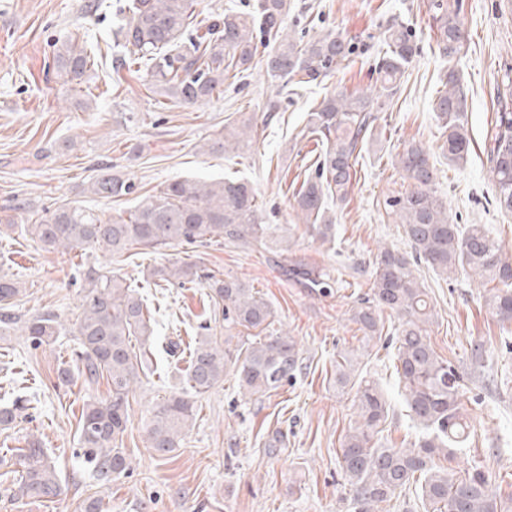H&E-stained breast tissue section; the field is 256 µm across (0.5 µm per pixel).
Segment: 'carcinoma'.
<instances>
[{
    "instance_id": "obj_1",
    "label": "carcinoma",
    "mask_w": 512,
    "mask_h": 512,
    "mask_svg": "<svg viewBox=\"0 0 512 512\" xmlns=\"http://www.w3.org/2000/svg\"><path fill=\"white\" fill-rule=\"evenodd\" d=\"M290 0H257L253 10H226L202 19L196 0H132L130 16L119 33L129 47V64L147 72L146 90L185 107L211 101L224 94V82L253 68L258 44L271 45L264 58L265 71L280 89L292 91L320 83L351 53L347 37L333 30L304 41L287 31ZM436 46L441 56L453 60L461 50L463 22L457 6L448 4L435 16ZM386 51L375 71L384 95L373 97L355 89L339 91L322 100L309 113L307 134L321 143L312 164L314 171L293 193L292 209L306 224L310 236L323 242L336 237V217L331 206L351 194L357 159L379 136L376 112L393 96L417 54V44L398 21L383 33ZM54 66L67 81L89 84L95 55L76 40L62 42L54 50ZM446 90L434 103L441 122L444 150L450 160L464 159L470 136L461 116L466 94L455 70L444 75ZM250 117L229 122L218 138L205 144L207 151L248 148L259 132ZM496 206L512 213V73L497 88V109L488 153ZM395 164L411 181L405 192L386 201L387 213L403 228L411 252L383 247L375 255L371 298L353 309L352 320L363 332L365 347L382 340L386 310L398 318L394 345L401 395L419 429L408 448L385 442L383 432L391 405L379 383L360 372L351 350L336 353V389L353 392L355 421L345 434L340 468L354 489L355 512H376L407 487L429 512H512V494L494 488L481 470L457 471L444 465L453 449L469 439L463 413V379L451 362L435 351L431 338L434 306L429 291L417 275L424 263L448 280L459 275L496 283L485 296V306L501 324H512V256L492 238L483 224H457L448 214L447 202L434 190L435 168L426 148L415 141L403 143ZM84 191L115 201L135 195L133 210L110 219L76 201H62L46 208L34 223L25 208H13L23 231L48 250H102L123 256L134 248L159 250L194 245L215 238L226 245L258 244L280 259L282 275L311 292H329L331 275L300 260L288 259L291 242L288 225L265 224L252 184L237 177L208 183L175 179L152 194H137V186L121 169L101 167ZM147 277L174 282L179 287L200 285L209 290L215 307L222 308L224 337L201 336L190 349L186 386L172 392L153 407L147 425L149 447L167 455L179 447L185 432L196 421L194 396L202 395L234 376L243 394L258 400L290 382L301 369L297 343L284 332H271L276 313L271 304L242 280H225L197 263L173 267L154 266ZM81 313L75 323L79 341L76 368L61 364L63 384L74 374L91 386L104 378L110 386L106 400H88L79 418L77 458L97 478L110 483L130 469L119 441L129 422V394L140 382L147 364L144 356L155 339L150 310L136 289L101 266L82 269ZM23 288L14 275L0 272V323L13 320L9 307ZM256 330L254 340L235 341L241 331ZM24 335L35 347L51 345L60 327L50 315L25 322ZM141 349L131 347V337ZM24 409L21 400L0 408V427L7 428ZM22 467L19 489L30 498L55 495L60 490L58 473L41 443L32 440L20 449Z\"/></svg>"
}]
</instances>
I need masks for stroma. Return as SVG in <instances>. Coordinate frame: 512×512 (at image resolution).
Segmentation results:
<instances>
[{"label": "stroma", "mask_w": 512, "mask_h": 512, "mask_svg": "<svg viewBox=\"0 0 512 512\" xmlns=\"http://www.w3.org/2000/svg\"><path fill=\"white\" fill-rule=\"evenodd\" d=\"M464 23L459 55L447 61L436 47L432 0H290V29L305 37L333 30L351 39L354 53L320 84L299 94L279 90L256 64L225 86L219 98L196 108L155 105L144 76L120 66L126 53L117 31L119 0H0V216L23 200L30 218L64 200L83 199L104 217L130 208L127 200L82 195L98 165H118L145 193L178 177L250 180L267 224L292 227L293 258L330 272L329 294L299 288L280 273L272 256L256 246L208 242L151 254L110 258L102 251L87 263L111 266L136 286L156 322L154 372L130 394V423L123 435L131 469L110 484L98 482L75 457L78 419L89 399L108 398L106 382L59 385L56 371L71 360L80 313V272L71 254L43 250L21 228L0 230V269L14 273L25 290L16 300V324L0 331V406L17 395L29 399L26 418L0 430V512H80L90 496L102 512H354L352 489L338 460L354 423L351 395L333 382L336 352L361 345L353 309L371 294L372 262L379 246L407 250L400 225L385 210L387 198L408 186L395 166L403 142L416 140L431 154L434 188L457 223L482 224L512 254V213L493 203L485 151L496 112L497 88L512 71V0H456ZM393 17L409 27L418 46L390 105L378 115L381 142L362 154L347 203L337 206L339 237L314 240L290 206L313 162V140L303 136L306 114L323 97L376 84L374 65L383 54L381 31ZM70 37L100 48L91 81L93 106L74 86L49 71L53 45ZM455 69L467 98L462 120L471 136L466 160L444 155L433 111L442 77ZM278 110L251 148L236 154L202 152L227 120ZM74 150H66V142ZM196 262L221 278L245 281L272 304L276 330L293 336L304 369L271 397H242L233 378L200 395V415L171 454L149 448L150 411L181 388L189 350L205 331L223 334L202 287L154 285L148 267ZM436 314L431 341L465 381L464 412L470 425L465 453L453 464L480 463L493 485L512 494V326L502 327L484 303L486 288L459 277L445 281L425 273ZM39 313L56 315L63 330L55 344L36 348L20 324ZM483 348L474 360V348ZM283 444L269 447L273 432ZM37 439L60 472L62 492L48 498L17 493L16 456Z\"/></svg>", "instance_id": "1"}]
</instances>
